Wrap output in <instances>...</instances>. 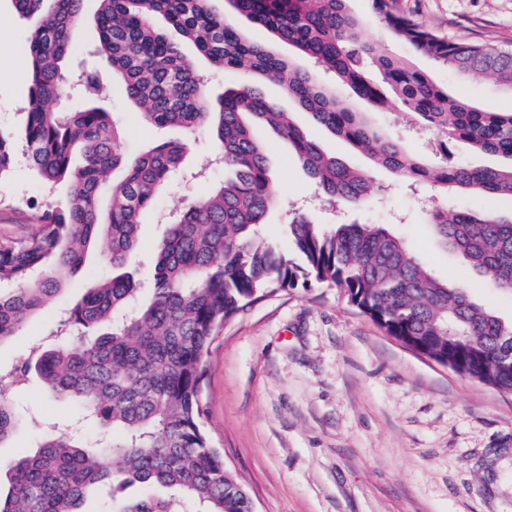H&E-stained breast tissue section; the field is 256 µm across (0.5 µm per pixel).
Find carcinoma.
Wrapping results in <instances>:
<instances>
[{
  "instance_id": "obj_1",
  "label": "carcinoma",
  "mask_w": 512,
  "mask_h": 512,
  "mask_svg": "<svg viewBox=\"0 0 512 512\" xmlns=\"http://www.w3.org/2000/svg\"><path fill=\"white\" fill-rule=\"evenodd\" d=\"M34 20L27 43L29 97L20 140L38 179L64 186L62 209L30 217L34 231L0 242V343L38 314L45 298L98 249L112 273L94 281L50 331V342L8 372L0 370V445L25 425L14 410V383L35 369L46 393L65 398L106 431L89 451L66 431L39 433L35 450L9 462L0 512H82L91 492L138 484L148 493L106 512H254L242 481L224 465L205 430L204 359L228 322L274 290L339 288L348 302L405 347L459 373L512 391V322L474 302L467 287L434 276L383 224H334L302 215L288 224L296 258L258 234L277 202L265 147L252 133L262 122L331 203L362 204L372 184L362 170L327 153L288 112L266 100L254 78L282 86L312 120L369 155L402 181H429L477 194L512 197V166L431 167L327 86L330 73L379 112L394 100L422 119L440 151L461 141L512 160V110L485 112L455 98L406 59L365 34L348 0H227L233 12L311 58L302 70L254 42L217 13L211 0H98L92 54L112 66L127 99L151 125L188 135L211 130L231 177L194 197L156 244L149 297L126 261L137 250L143 213L180 168L188 142H163L136 157L123 148L112 113L96 103L98 71L78 76L86 104L60 111L71 89L76 34L85 0H12ZM397 0H371L374 18L414 52L512 92V54L448 40L400 12ZM164 20L179 35L156 26ZM191 42L216 69L240 76L212 103L186 57ZM110 200L100 191L110 173ZM426 221L482 276L512 293V219L432 208Z\"/></svg>"
}]
</instances>
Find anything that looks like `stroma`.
<instances>
[{"label":"stroma","mask_w":512,"mask_h":512,"mask_svg":"<svg viewBox=\"0 0 512 512\" xmlns=\"http://www.w3.org/2000/svg\"><path fill=\"white\" fill-rule=\"evenodd\" d=\"M367 18L366 34L387 52L403 56L455 97L490 112L512 109V94L492 81L448 70L415 53L371 16L369 0H349ZM401 11L458 42L486 43L512 51V0H400ZM29 25L11 0H0V63H28ZM102 101L124 133L128 155L168 140L177 128L145 123L110 68H103ZM263 94L306 127L313 139L346 163L366 170L375 185L363 205H334L293 157L286 140L259 125L268 149L278 201L259 232L288 245V224L303 214L317 224L387 225L444 281L467 286L472 299L512 320V294L444 248L426 222L422 203L451 211L512 216V198L474 195L428 183L402 184L389 169L312 125L280 87L260 81ZM29 84L0 82V134L10 137L14 161L0 176V238L29 235L31 208H57L65 192L49 188L29 169L16 134L24 121ZM375 119L398 135L412 154L434 159L436 141L398 114ZM207 130L190 140L185 169L156 197L140 230L141 249L130 269L141 283L151 275V253L173 213L192 196L220 183ZM108 269L97 252L69 277L8 342L0 344V368L9 369L46 340L57 313L74 305L93 279ZM202 392L206 428L225 466L246 486L256 512H512V393L442 366L387 336L337 288H296L270 293L246 305L224 326L205 359ZM15 410L48 423L68 425L87 444L102 429L82 420L69 402L45 395L28 374Z\"/></svg>","instance_id":"obj_1"}]
</instances>
